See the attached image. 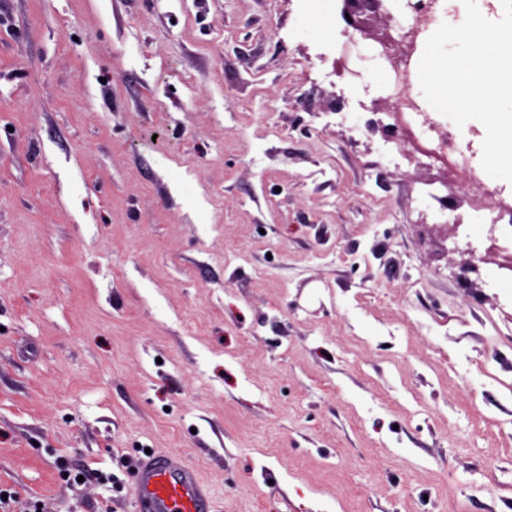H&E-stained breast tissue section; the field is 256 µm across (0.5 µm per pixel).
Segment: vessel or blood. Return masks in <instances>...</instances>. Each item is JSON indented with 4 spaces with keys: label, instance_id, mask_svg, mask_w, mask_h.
<instances>
[{
    "label": "vessel or blood",
    "instance_id": "vessel-or-blood-1",
    "mask_svg": "<svg viewBox=\"0 0 512 512\" xmlns=\"http://www.w3.org/2000/svg\"><path fill=\"white\" fill-rule=\"evenodd\" d=\"M133 500L137 512H209V490L181 458L152 454L138 465Z\"/></svg>",
    "mask_w": 512,
    "mask_h": 512
}]
</instances>
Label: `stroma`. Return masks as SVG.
<instances>
[{"instance_id": "obj_1", "label": "stroma", "mask_w": 512, "mask_h": 512, "mask_svg": "<svg viewBox=\"0 0 512 512\" xmlns=\"http://www.w3.org/2000/svg\"><path fill=\"white\" fill-rule=\"evenodd\" d=\"M313 0H0V491L136 512H512V206L387 141ZM348 53L354 73H335ZM454 223L433 222L439 204ZM133 500L138 512H209V490L181 458L152 454L138 465Z\"/></svg>"}]
</instances>
